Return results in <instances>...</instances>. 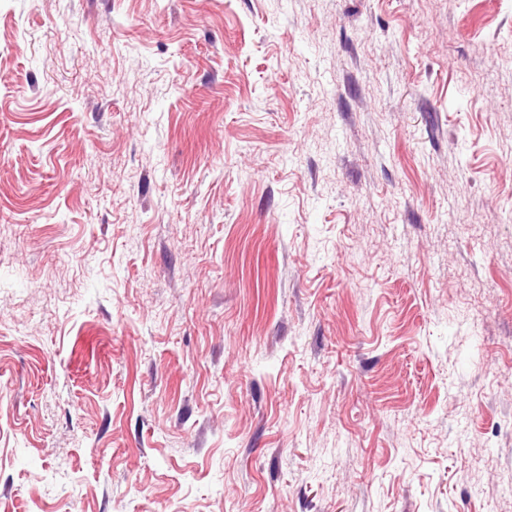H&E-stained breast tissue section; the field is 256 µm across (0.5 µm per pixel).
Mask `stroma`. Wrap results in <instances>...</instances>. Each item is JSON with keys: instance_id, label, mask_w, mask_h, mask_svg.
Listing matches in <instances>:
<instances>
[{"instance_id": "obj_1", "label": "stroma", "mask_w": 512, "mask_h": 512, "mask_svg": "<svg viewBox=\"0 0 512 512\" xmlns=\"http://www.w3.org/2000/svg\"><path fill=\"white\" fill-rule=\"evenodd\" d=\"M0 512H512V0H0Z\"/></svg>"}]
</instances>
